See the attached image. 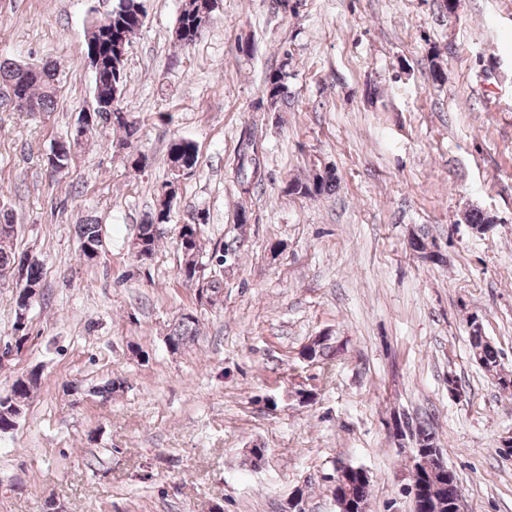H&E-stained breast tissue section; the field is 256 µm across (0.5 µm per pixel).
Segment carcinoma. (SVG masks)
<instances>
[{
  "instance_id": "cac0c4a2",
  "label": "carcinoma",
  "mask_w": 512,
  "mask_h": 512,
  "mask_svg": "<svg viewBox=\"0 0 512 512\" xmlns=\"http://www.w3.org/2000/svg\"><path fill=\"white\" fill-rule=\"evenodd\" d=\"M214 7L210 0H182L179 14L176 19L178 27L174 28L177 42L185 47L194 45L202 36L205 27L201 23H210ZM147 18L145 0H116L112 7V29L126 36L125 45H130L131 38L140 31ZM101 56V88L94 91V103L97 113L94 114L98 128L112 127L123 132L120 145L125 147L138 138L140 127L131 114L124 109L121 102H113L112 88L122 89L125 78V62L128 49L118 53L110 52L105 42H99ZM291 54L283 51L279 64L270 69L264 81L262 97L259 107H265L270 112L278 111L279 107L288 103V67ZM0 78L11 86L17 110L24 111V104L34 102L39 111L51 112L58 97V88L55 84V66L51 63L41 65L38 75L28 76L16 64H0ZM63 152L56 156L55 171L64 169L69 162L68 147H79L80 140H73V136L58 141ZM257 138L250 131H246L239 139V147L231 166V176L237 192L242 197H251L264 186L266 170L263 153L258 151ZM197 160L195 143L186 138H178L171 142L168 150V162L174 166L185 165L193 168ZM336 188V174L328 168L322 172H315L309 179L293 180L288 183V193L308 197H318L329 194ZM170 222V210L154 207L147 214L143 224L139 225L136 238L149 252H154L163 237L161 226ZM77 234L81 240L82 258L85 262L93 263L104 249V240L100 225L96 222H86L77 225ZM188 236L191 244L187 250H182L180 268L190 271L185 277L187 281H200L201 262L199 256L201 244L197 232V224H184L180 227L178 237ZM14 224L8 215H3L0 222V270L12 265H19L24 271L23 283L17 284L16 319L26 315L33 300L41 296L40 288L42 269L38 263L25 257L16 255L13 249ZM200 334V324L197 317L191 313H183L170 327L167 336L169 349L177 353L188 344L195 342ZM470 343L476 361L487 370H494L498 366L499 352L482 336L478 325H473ZM42 383V372L34 368L27 374L13 381L9 389L0 392V433L16 426L24 407ZM127 387L126 379L116 375L106 381L97 394L104 400L123 391ZM415 437V447H437L435 432L428 426L418 422L405 423V432L401 436ZM430 495L436 499H451L458 488V481L453 471H448V477H443V471L438 469L426 473ZM369 483L366 481H353L349 487L348 499L345 500V512H350V506L359 503H368Z\"/></svg>"
}]
</instances>
